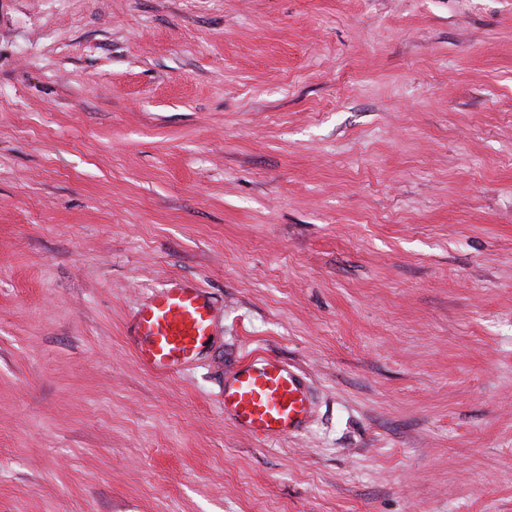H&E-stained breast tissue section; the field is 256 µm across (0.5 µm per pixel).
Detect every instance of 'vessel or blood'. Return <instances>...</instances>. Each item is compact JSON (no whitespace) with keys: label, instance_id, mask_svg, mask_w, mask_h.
<instances>
[{"label":"vessel or blood","instance_id":"b4317fda","mask_svg":"<svg viewBox=\"0 0 512 512\" xmlns=\"http://www.w3.org/2000/svg\"><path fill=\"white\" fill-rule=\"evenodd\" d=\"M214 307L206 291L191 282L161 289L137 308L129 338L138 362L160 374L179 373L208 343ZM224 413L255 437L301 431L310 408L299 375L269 357L243 361L224 383Z\"/></svg>","mask_w":512,"mask_h":512}]
</instances>
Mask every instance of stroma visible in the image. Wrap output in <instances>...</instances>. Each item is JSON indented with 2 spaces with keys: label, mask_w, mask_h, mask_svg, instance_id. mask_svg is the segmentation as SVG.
I'll list each match as a JSON object with an SVG mask.
<instances>
[{
  "label": "stroma",
  "mask_w": 512,
  "mask_h": 512,
  "mask_svg": "<svg viewBox=\"0 0 512 512\" xmlns=\"http://www.w3.org/2000/svg\"><path fill=\"white\" fill-rule=\"evenodd\" d=\"M0 512H512V0H0ZM213 317V304L197 284L162 288L130 319L128 335L138 362L160 374L179 373L208 343ZM224 415L255 437L301 431L310 408L299 375L269 357L243 361L224 382Z\"/></svg>",
  "instance_id": "stroma-1"
}]
</instances>
